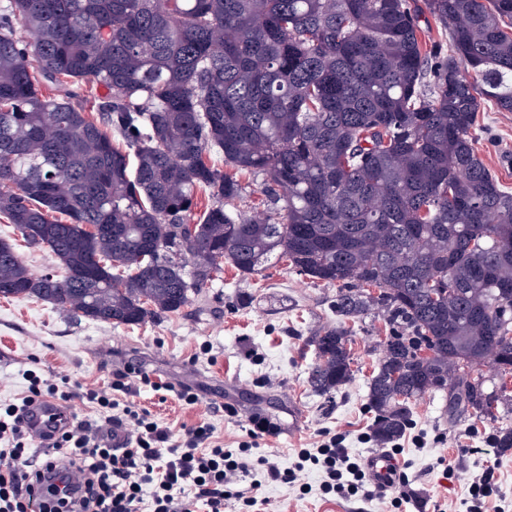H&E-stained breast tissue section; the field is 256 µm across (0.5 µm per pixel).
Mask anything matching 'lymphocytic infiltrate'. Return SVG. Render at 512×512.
<instances>
[{"label": "lymphocytic infiltrate", "instance_id": "obj_1", "mask_svg": "<svg viewBox=\"0 0 512 512\" xmlns=\"http://www.w3.org/2000/svg\"><path fill=\"white\" fill-rule=\"evenodd\" d=\"M147 372L125 368L113 372L107 387L86 389L97 418L56 425L42 437L38 462L28 456L32 434L28 407L42 400L67 401V384L31 375L21 403L0 407V512H32L33 494L45 475L66 482L65 491L50 488L41 512H140L150 498L153 512H224L234 501L241 512H261L263 482L294 484L305 471L319 470L323 491L356 494L370 484L365 464L330 437L317 450L300 449L293 467L280 468L271 457L252 458L250 445L232 452L213 439L208 423L185 428L179 444L171 431L136 404ZM124 434L123 447L112 445L113 431Z\"/></svg>", "mask_w": 512, "mask_h": 512}]
</instances>
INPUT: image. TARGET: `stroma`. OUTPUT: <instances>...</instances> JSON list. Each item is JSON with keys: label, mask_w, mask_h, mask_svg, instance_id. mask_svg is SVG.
Here are the masks:
<instances>
[{"label": "stroma", "mask_w": 512, "mask_h": 512, "mask_svg": "<svg viewBox=\"0 0 512 512\" xmlns=\"http://www.w3.org/2000/svg\"><path fill=\"white\" fill-rule=\"evenodd\" d=\"M475 148L500 182L512 189V112L485 103L472 130ZM336 290L296 274L276 262L261 274L245 276L232 266L192 295L181 312L138 325H111L77 317L35 298L0 297V403L20 398L28 371L44 378H67L73 387H104L115 370L138 366L155 381L193 386L199 400L190 405L175 393L142 389L136 401L180 441L182 428L197 422L213 426L224 448L237 450L254 440L252 457L275 456L293 466L302 448H316L326 434L340 433L355 456L374 449L367 408L368 382L392 328L383 309L357 319L338 316ZM341 327L351 338L353 375L333 395L315 392L308 372L316 361L309 340ZM210 346L202 354V346ZM304 418L294 433L285 431L288 414ZM279 422L274 435L250 438V418ZM512 428V406H499L495 418L449 413L445 393H429L411 405V421L388 446L399 463L405 497L362 499L323 493L316 471L302 486L266 483V512H463L471 477L493 466L500 489L487 512H512V451L498 447L503 428Z\"/></svg>", "instance_id": "35a3bbf8"}]
</instances>
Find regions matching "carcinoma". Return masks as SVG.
<instances>
[{"label":"carcinoma","instance_id":"cac0c4a2","mask_svg":"<svg viewBox=\"0 0 512 512\" xmlns=\"http://www.w3.org/2000/svg\"><path fill=\"white\" fill-rule=\"evenodd\" d=\"M425 12L448 52L419 40ZM511 26L512 0H0V217L63 270L37 278L1 239L0 296L138 325L224 262L285 258L336 288L339 315L387 312L377 441L433 391L494 416L512 402V191L470 130L484 101L512 112ZM242 172L267 214L226 209ZM310 343L331 395L352 377L347 331Z\"/></svg>","mask_w":512,"mask_h":512}]
</instances>
